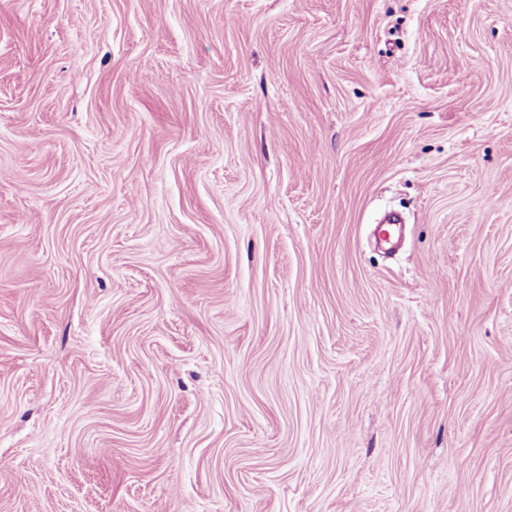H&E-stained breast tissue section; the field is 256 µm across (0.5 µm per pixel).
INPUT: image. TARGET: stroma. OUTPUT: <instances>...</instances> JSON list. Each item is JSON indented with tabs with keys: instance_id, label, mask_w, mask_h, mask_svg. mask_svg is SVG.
<instances>
[{
	"instance_id": "1",
	"label": "stroma",
	"mask_w": 512,
	"mask_h": 512,
	"mask_svg": "<svg viewBox=\"0 0 512 512\" xmlns=\"http://www.w3.org/2000/svg\"><path fill=\"white\" fill-rule=\"evenodd\" d=\"M0 512H512V0H0Z\"/></svg>"
}]
</instances>
